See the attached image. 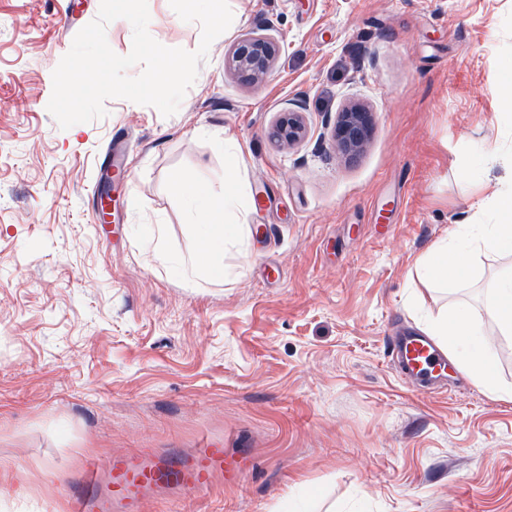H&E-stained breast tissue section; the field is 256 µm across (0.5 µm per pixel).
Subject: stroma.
<instances>
[{
    "label": "stroma",
    "mask_w": 512,
    "mask_h": 512,
    "mask_svg": "<svg viewBox=\"0 0 512 512\" xmlns=\"http://www.w3.org/2000/svg\"><path fill=\"white\" fill-rule=\"evenodd\" d=\"M178 111L120 98L61 129L52 73L100 0H0V512H68L92 457H250L239 483L148 494L141 512H512V400L466 373L424 395L386 338L428 332L450 300L488 331L483 282L455 295L414 264L512 182V0H229ZM160 44L196 51L201 26L148 0ZM72 24H64L65 12ZM255 32L281 41L271 75L225 60ZM375 117L341 157L336 114ZM306 138L279 146V113ZM126 168L109 222L91 219L114 130ZM244 149L233 166L224 138ZM241 185L223 279L186 275L180 176ZM306 134L301 112H282L268 131L269 138L283 146L300 142Z\"/></svg>",
    "instance_id": "obj_1"
}]
</instances>
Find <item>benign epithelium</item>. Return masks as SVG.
I'll list each match as a JSON object with an SVG mask.
<instances>
[{
    "instance_id": "obj_1",
    "label": "benign epithelium",
    "mask_w": 512,
    "mask_h": 512,
    "mask_svg": "<svg viewBox=\"0 0 512 512\" xmlns=\"http://www.w3.org/2000/svg\"><path fill=\"white\" fill-rule=\"evenodd\" d=\"M281 53L279 41L270 37L245 34L234 43L228 63L237 79L254 86L265 81ZM373 113L361 104H350L338 112L333 130L336 149L346 158L361 154L370 139ZM306 126L300 112H283L268 131L269 138L283 146L300 142Z\"/></svg>"
}]
</instances>
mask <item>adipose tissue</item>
I'll use <instances>...</instances> for the list:
<instances>
[{
  "label": "adipose tissue",
  "mask_w": 512,
  "mask_h": 512,
  "mask_svg": "<svg viewBox=\"0 0 512 512\" xmlns=\"http://www.w3.org/2000/svg\"><path fill=\"white\" fill-rule=\"evenodd\" d=\"M178 191L191 199L195 209L188 228L195 241L194 248L183 256L181 263L187 270L210 279L224 276V262L219 255L226 245L234 243L247 231L246 225L226 221L227 213L238 210L240 193L232 177H225L224 188L212 192L196 180L185 177L177 185ZM495 215L491 224H455L448 230L447 241L437 244L417 262L423 279L431 284L447 287L468 284L474 263L480 257L502 259L485 305L493 317L499 335L512 337V187L494 189L487 200ZM438 332L446 336V350L456 358L462 370L490 393H500L495 368L483 350L488 340L478 324L466 314H452Z\"/></svg>",
  "instance_id": "1"
}]
</instances>
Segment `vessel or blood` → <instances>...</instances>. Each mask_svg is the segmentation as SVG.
Masks as SVG:
<instances>
[{
  "label": "vessel or blood",
  "mask_w": 512,
  "mask_h": 512,
  "mask_svg": "<svg viewBox=\"0 0 512 512\" xmlns=\"http://www.w3.org/2000/svg\"><path fill=\"white\" fill-rule=\"evenodd\" d=\"M388 353L402 374L431 392L448 375V354L427 336L404 331L392 336ZM243 456L220 448H204L188 461L115 459L106 468L86 467L71 495V512H111L119 502L124 512H139L146 492L167 489L180 494L207 493L216 475L233 483L246 470Z\"/></svg>",
  "instance_id": "vessel-or-blood-1"
}]
</instances>
